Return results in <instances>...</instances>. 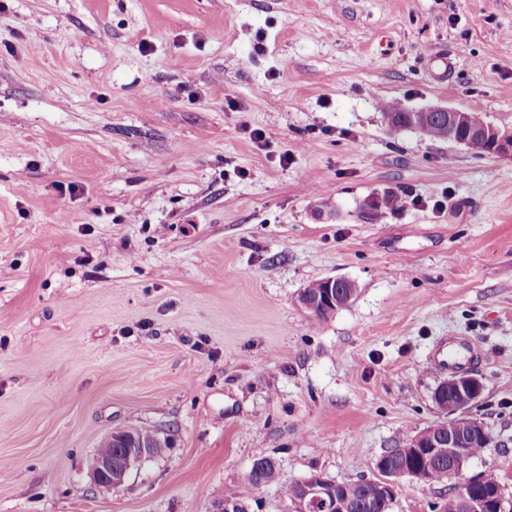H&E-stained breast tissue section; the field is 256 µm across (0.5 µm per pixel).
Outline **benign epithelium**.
Wrapping results in <instances>:
<instances>
[{"instance_id": "7a95c632", "label": "benign epithelium", "mask_w": 512, "mask_h": 512, "mask_svg": "<svg viewBox=\"0 0 512 512\" xmlns=\"http://www.w3.org/2000/svg\"><path fill=\"white\" fill-rule=\"evenodd\" d=\"M436 120L448 121V141L463 145L477 153L493 156L508 154L512 156V132L503 133L492 124L478 122L475 112L459 110L444 106L428 107L415 110L410 116V126L420 134L426 131ZM347 280L329 277L323 279V290L312 295L307 288H302L298 302L307 311L321 308L331 314L343 308L352 299L353 293L344 292ZM454 392L468 398L469 404H475L482 395L483 385L480 379L465 372L452 375L436 389L434 399L439 408L448 409V403L442 401L448 392ZM491 433L480 421L471 418L459 409L456 417V432L448 437L436 436L425 431L406 449H399L397 455L388 451L376 462L379 477L375 480L382 499L387 504L394 503L400 488V481L409 478L418 483L423 482V473L432 464L448 462V475L458 481V486L465 499L468 512H512V497L503 490L496 492H474L479 479L463 478V468L468 461V448L476 441L488 442ZM127 449L122 463L113 465L112 449ZM142 443H116L115 438L107 436L99 450L97 468L92 471L93 482L108 480L121 483L128 472L135 468L146 455ZM339 483L322 475H315L303 481L302 491L291 496V512H325L329 501L336 504V512H345L347 502L339 497Z\"/></svg>"}]
</instances>
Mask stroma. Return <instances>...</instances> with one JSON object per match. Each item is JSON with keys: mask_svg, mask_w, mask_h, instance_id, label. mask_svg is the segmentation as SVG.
<instances>
[{"mask_svg": "<svg viewBox=\"0 0 512 512\" xmlns=\"http://www.w3.org/2000/svg\"><path fill=\"white\" fill-rule=\"evenodd\" d=\"M512 129V0H0V512H289L446 420L480 351L464 474L512 496V157L384 101ZM391 191L417 205L365 218ZM327 277L351 301L313 325ZM118 428L161 457L97 494ZM272 459L276 484L247 480ZM448 491L403 481L392 512ZM385 111L395 112L399 122L403 124L401 127L392 114L386 113L387 122L394 130L414 128L424 137L427 131L430 139L444 141L448 137V141L463 145L477 154L512 156V132L502 133L492 124L476 121L473 111L436 106L405 112L406 109L397 102L386 105ZM412 112H415L410 116V126L413 128L406 126L408 115ZM436 120L448 122L439 121L432 125ZM461 131H466L467 135L458 136ZM484 149L487 151H483ZM451 347L448 351V343L435 349L429 357V363L432 367L443 370H455L462 364L470 361L473 356V350L466 340H456L449 342ZM339 483L315 475L303 481L302 491L291 496V512H319L326 511L331 498L336 508L332 512H345L347 502L339 497ZM322 502V503H321Z\"/></svg>", "mask_w": 512, "mask_h": 512, "instance_id": "1", "label": "stroma"}]
</instances>
